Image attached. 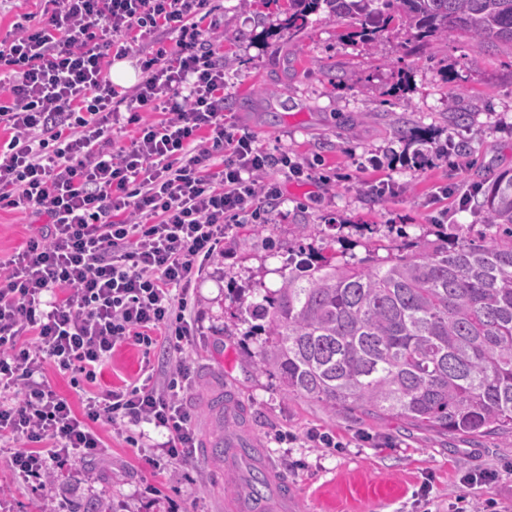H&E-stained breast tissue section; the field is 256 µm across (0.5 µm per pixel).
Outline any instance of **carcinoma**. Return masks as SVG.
<instances>
[{"instance_id": "carcinoma-1", "label": "carcinoma", "mask_w": 512, "mask_h": 512, "mask_svg": "<svg viewBox=\"0 0 512 512\" xmlns=\"http://www.w3.org/2000/svg\"><path fill=\"white\" fill-rule=\"evenodd\" d=\"M288 33L310 14L355 23L375 49L386 32L416 47L460 31L512 48V0H287ZM483 244L448 233L380 263H298L246 312L266 322L260 365L291 395L331 412L401 418L440 434L512 436V174L485 186Z\"/></svg>"}]
</instances>
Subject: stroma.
I'll return each instance as SVG.
<instances>
[{"label":"stroma","instance_id":"stroma-1","mask_svg":"<svg viewBox=\"0 0 512 512\" xmlns=\"http://www.w3.org/2000/svg\"><path fill=\"white\" fill-rule=\"evenodd\" d=\"M224 27L214 48L224 62V121L271 154L288 153L308 178L280 181L284 202L260 219L229 225L224 251L205 267L189 301L196 329L181 351L126 343L98 378L110 389L152 369L166 380L177 366L190 372L183 403L200 448L192 457L154 468L129 437L153 425L129 423L103 430L105 454L67 462L54 481L37 486L12 473L0 457V486L11 512H225L235 477L246 465L204 455L218 437H240L293 487L290 506L269 493L266 512H451L465 499L470 512H512V442L498 435H441L396 418L357 412L331 414L317 400L288 394L274 371L259 365L266 339L245 308L282 284L281 270L295 250L359 262L396 254L404 243L434 242L441 213L460 239L482 243L489 232L472 210H459L441 187L484 185L512 172V50L477 48L449 32L436 52L408 54L404 36L377 49L344 38L343 25L325 13L306 29H282L283 0H212ZM466 118L452 122L448 101ZM422 140V153L405 165L398 126ZM465 152H458V145ZM382 167H373L371 158ZM399 187L379 196L372 184ZM44 221L0 208V259L21 251ZM234 403L225 421L223 400ZM326 433L340 449L320 448L311 434ZM490 474L482 484L468 476Z\"/></svg>","mask_w":512,"mask_h":512}]
</instances>
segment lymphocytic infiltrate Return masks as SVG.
<instances>
[{
	"mask_svg": "<svg viewBox=\"0 0 512 512\" xmlns=\"http://www.w3.org/2000/svg\"><path fill=\"white\" fill-rule=\"evenodd\" d=\"M43 21L0 39L11 97L0 103V205L46 216L45 234L0 261V445L11 470L51 480L59 464L102 452L98 431L123 421L165 430L159 459L197 444L176 382L143 380L87 397L82 412L42 378L45 364L95 382L127 340L180 349L194 331L188 296L224 228L256 205L279 206L278 160L224 127V67L199 26L209 0H43ZM140 81L119 92L109 69L130 42ZM147 112L162 113L149 122ZM136 125L113 148V128Z\"/></svg>",
	"mask_w": 512,
	"mask_h": 512,
	"instance_id": "1",
	"label": "lymphocytic infiltrate"
}]
</instances>
